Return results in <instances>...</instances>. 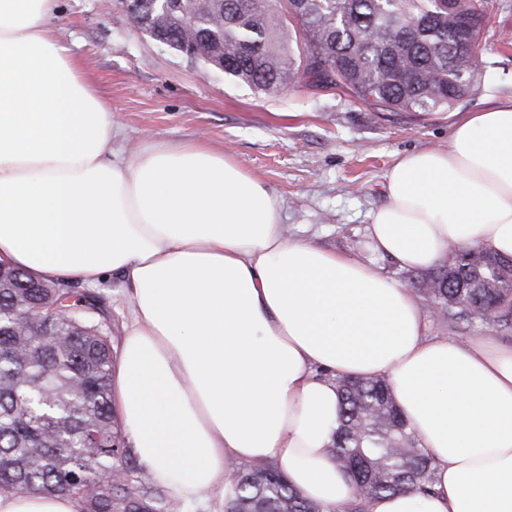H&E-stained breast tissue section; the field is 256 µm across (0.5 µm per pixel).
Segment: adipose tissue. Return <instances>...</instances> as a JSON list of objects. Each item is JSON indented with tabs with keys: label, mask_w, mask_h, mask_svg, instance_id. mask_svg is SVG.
<instances>
[{
	"label": "adipose tissue",
	"mask_w": 512,
	"mask_h": 512,
	"mask_svg": "<svg viewBox=\"0 0 512 512\" xmlns=\"http://www.w3.org/2000/svg\"><path fill=\"white\" fill-rule=\"evenodd\" d=\"M59 0H0V263L44 281L119 278L131 305L112 406L139 464L180 500L273 463L322 512L354 488L329 448L336 375L385 378L436 473L367 512H512V345L431 333L380 266L289 235L282 202L223 150L127 156L107 102L51 24ZM367 225L399 268L449 245L512 257V99L468 112L447 148L401 154ZM0 493V512H81Z\"/></svg>",
	"instance_id": "adipose-tissue-1"
}]
</instances>
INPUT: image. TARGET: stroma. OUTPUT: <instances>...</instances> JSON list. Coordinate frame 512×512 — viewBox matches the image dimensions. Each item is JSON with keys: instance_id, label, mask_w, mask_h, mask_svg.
Masks as SVG:
<instances>
[{"instance_id": "obj_1", "label": "stroma", "mask_w": 512, "mask_h": 512, "mask_svg": "<svg viewBox=\"0 0 512 512\" xmlns=\"http://www.w3.org/2000/svg\"><path fill=\"white\" fill-rule=\"evenodd\" d=\"M53 27L119 118L121 150L209 142L281 198L290 233L395 276L396 263L373 251L366 229L368 213L385 201L386 170L402 153L447 146L459 114L512 97V47L502 45L512 39V0H488L477 92L425 120L302 84L257 93L142 34L111 0H61Z\"/></svg>"}]
</instances>
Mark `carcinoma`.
Instances as JSON below:
<instances>
[{"label":"carcinoma","mask_w":512,"mask_h":512,"mask_svg":"<svg viewBox=\"0 0 512 512\" xmlns=\"http://www.w3.org/2000/svg\"><path fill=\"white\" fill-rule=\"evenodd\" d=\"M197 19L196 62L224 59V77L266 94L295 83L347 93L375 112H441L459 100L452 79L476 76L459 49L448 9L470 18L479 42L485 0H171ZM149 37L178 55L182 33L153 14ZM416 297L464 335L512 334V259L477 246L448 248L427 274H404ZM112 317L103 299L64 281L46 283L0 267V492L77 497L83 512H169L178 502L155 487L111 404ZM339 420L332 448L354 484L350 512L385 493H431V456L383 379L336 377ZM124 473L102 483L105 468ZM224 512H321L273 465L236 468Z\"/></svg>","instance_id":"1"}]
</instances>
